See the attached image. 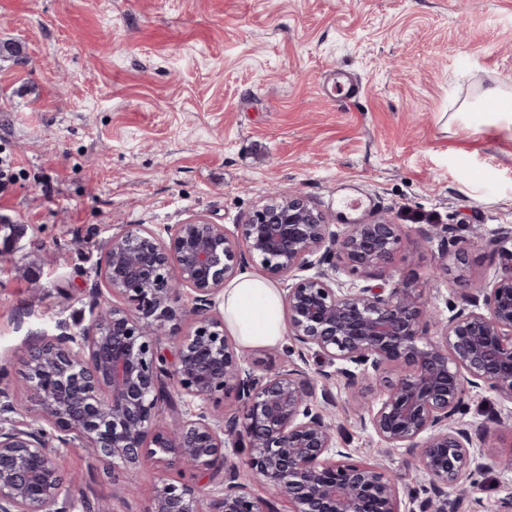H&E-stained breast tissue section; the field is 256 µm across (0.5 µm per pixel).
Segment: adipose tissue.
I'll use <instances>...</instances> for the list:
<instances>
[{"mask_svg":"<svg viewBox=\"0 0 512 512\" xmlns=\"http://www.w3.org/2000/svg\"><path fill=\"white\" fill-rule=\"evenodd\" d=\"M224 327L245 348L279 344L287 331L278 289L246 272L224 288Z\"/></svg>","mask_w":512,"mask_h":512,"instance_id":"obj_1","label":"adipose tissue"}]
</instances>
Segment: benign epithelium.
<instances>
[{
    "label": "benign epithelium",
    "mask_w": 512,
    "mask_h": 512,
    "mask_svg": "<svg viewBox=\"0 0 512 512\" xmlns=\"http://www.w3.org/2000/svg\"><path fill=\"white\" fill-rule=\"evenodd\" d=\"M400 241V225L383 217L334 230L292 190L270 192L239 237L203 216L172 225L166 240L144 224L112 236L100 268L112 305L92 311L79 335L62 323L28 347L23 377L37 409L22 427L0 425V512H70L48 426L122 469L126 494L147 462L200 474L196 486L157 485L148 512H279V502L288 512H404L399 479L352 460L315 409L319 397L333 401L326 368L338 361L355 365L344 371L350 383L379 382L360 421L430 477L420 512H448L443 487L484 468L471 433L448 419L471 388L512 402V268L446 321L410 281L339 288L323 269L337 257L370 277ZM251 262L285 283L288 337L315 356L314 372L249 354L225 332L216 298ZM305 270L314 274L297 275ZM184 397L200 411L160 425L162 406ZM229 397L235 408L219 407Z\"/></svg>",
    "instance_id": "obj_1"
}]
</instances>
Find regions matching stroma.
Masks as SVG:
<instances>
[{
	"label": "stroma",
	"mask_w": 512,
	"mask_h": 512,
	"mask_svg": "<svg viewBox=\"0 0 512 512\" xmlns=\"http://www.w3.org/2000/svg\"><path fill=\"white\" fill-rule=\"evenodd\" d=\"M363 92L323 90L337 71ZM512 96V0H0V150L15 161L0 194V391L23 392L21 360L41 333H79L109 295L99 269L131 224L158 236L202 215L240 233L273 189L307 196L336 228L382 214L405 233L386 267L448 318L463 295L512 264V132L472 111ZM466 241L463 258L450 257ZM447 261L448 271L434 275ZM325 411L339 447L427 485L404 449L361 425L344 378ZM451 420L486 470L449 489L455 512H503L495 421L512 403L468 392ZM71 512L83 502L147 512L153 488L192 473L120 474L59 446Z\"/></svg>",
	"instance_id": "obj_1"
}]
</instances>
